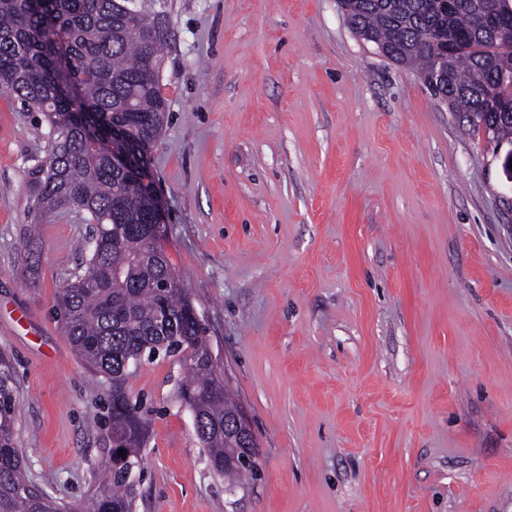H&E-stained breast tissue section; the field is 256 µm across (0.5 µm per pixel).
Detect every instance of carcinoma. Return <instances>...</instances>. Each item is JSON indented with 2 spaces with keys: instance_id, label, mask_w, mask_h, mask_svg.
<instances>
[{
  "instance_id": "1",
  "label": "carcinoma",
  "mask_w": 512,
  "mask_h": 512,
  "mask_svg": "<svg viewBox=\"0 0 512 512\" xmlns=\"http://www.w3.org/2000/svg\"><path fill=\"white\" fill-rule=\"evenodd\" d=\"M496 0H339L352 31L415 69L465 130L512 144V43L480 20ZM169 37L166 0H0V94L38 112L46 126L29 192L37 212L76 211L94 225L86 264L59 289L58 325L86 368L112 382L101 427L112 447L92 468L94 491L75 512H134L148 420L126 386L130 367L159 353L181 356L177 397L229 485L257 475L237 463L244 443L224 423L238 410L215 366L190 294L164 243L168 224L151 178L112 163V130L141 168L168 119L159 73ZM19 390L0 353V512H64L27 478L18 448ZM126 450L119 455L118 449Z\"/></svg>"
}]
</instances>
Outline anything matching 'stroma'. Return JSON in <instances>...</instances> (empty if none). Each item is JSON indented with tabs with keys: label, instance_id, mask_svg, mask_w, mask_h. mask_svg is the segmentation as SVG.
Segmentation results:
<instances>
[{
	"label": "stroma",
	"instance_id": "35a3bbf8",
	"mask_svg": "<svg viewBox=\"0 0 512 512\" xmlns=\"http://www.w3.org/2000/svg\"><path fill=\"white\" fill-rule=\"evenodd\" d=\"M166 9L149 172L259 475L212 472L159 356L127 381L149 410L136 512H512V181L491 146L337 0ZM43 133L0 96V350L27 475L75 503L107 458L109 385L54 320L89 226L34 212Z\"/></svg>",
	"mask_w": 512,
	"mask_h": 512
}]
</instances>
